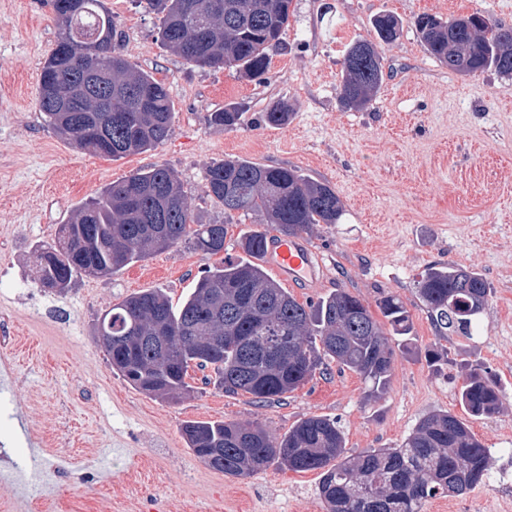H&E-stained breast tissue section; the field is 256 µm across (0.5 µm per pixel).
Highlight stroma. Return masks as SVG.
Masks as SVG:
<instances>
[{"mask_svg":"<svg viewBox=\"0 0 512 512\" xmlns=\"http://www.w3.org/2000/svg\"><path fill=\"white\" fill-rule=\"evenodd\" d=\"M124 33L121 52L165 83L174 106L167 138L112 160L78 151L45 123L37 97L58 27L47 0H0V512H326L320 474L276 465L244 478L211 470L187 447V420L257 422L276 435L310 415L338 420L347 452L396 448L428 414L463 415L459 390L480 367L502 392L499 412L468 424L493 455L486 485L429 499L423 512H491L512 501V75L448 69L426 50L414 20L479 12L512 26V0H292L265 79L187 63L170 52L154 14L135 0H103ZM401 21L383 45L384 78L368 107L339 104L346 47L373 38V22ZM287 102L286 125H263ZM236 105L238 125L217 129L211 113ZM240 158L294 168L329 182L344 214L306 235L326 275L292 289L313 303L342 288L376 305L398 296L413 329L397 353L387 389L367 398L362 378L330 367L267 403L225 394L188 373L196 392L151 398L113 370L96 341L98 318L123 297L164 289L173 301L194 288L206 264L182 243L109 278L76 277L62 294L37 281V248L53 243L79 204L138 169L164 166L181 181L203 223L227 228L240 255L253 214L226 213L206 196L215 162ZM439 262L479 272L491 295L473 337L439 335L415 288ZM440 356L428 361L429 349Z\"/></svg>","mask_w":512,"mask_h":512,"instance_id":"obj_1","label":"stroma"}]
</instances>
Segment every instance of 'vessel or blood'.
Returning a JSON list of instances; mask_svg holds the SVG:
<instances>
[{
    "mask_svg": "<svg viewBox=\"0 0 512 512\" xmlns=\"http://www.w3.org/2000/svg\"><path fill=\"white\" fill-rule=\"evenodd\" d=\"M260 259L276 277L295 288H313L324 279L325 269L315 258L307 241L299 235L285 236L268 232L266 248Z\"/></svg>",
    "mask_w": 512,
    "mask_h": 512,
    "instance_id": "1",
    "label": "vessel or blood"
}]
</instances>
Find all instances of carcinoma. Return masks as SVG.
<instances>
[{
	"instance_id": "cac0c4a2",
	"label": "carcinoma",
	"mask_w": 512,
	"mask_h": 512,
	"mask_svg": "<svg viewBox=\"0 0 512 512\" xmlns=\"http://www.w3.org/2000/svg\"><path fill=\"white\" fill-rule=\"evenodd\" d=\"M292 0H145L159 16L166 48L199 67L234 68L247 78L264 75L270 42L288 29ZM59 29L57 48L45 61L38 89L47 124L72 147L98 154L82 131L108 136L112 159L145 153L168 135L174 107L165 83L132 66L120 51V34L102 0H77L62 13L52 3ZM375 39L347 48L339 102L362 111L380 88V47L399 34L391 14L375 18ZM415 28L426 49L448 69L474 75L493 67L512 74V28L475 12L445 20L423 14ZM112 48L99 44L102 36ZM98 59L86 80L84 111L65 112L64 102L80 89L69 59ZM131 113L130 124L114 126L116 112ZM234 107L213 112L210 124L231 128ZM288 105L262 116L266 125L288 122ZM205 194L224 211L255 214L261 223L288 235L317 224H337L343 205L334 188L298 170L244 159H224L207 168ZM226 228L202 224L191 212L175 174L160 166L139 169L78 206L57 241L38 249V282L59 293L82 273L110 276L154 252L188 243L210 258L224 252ZM264 232L241 240L243 255L207 268L195 288L175 304L160 288L132 294L112 305V368L142 393L175 398L191 392L188 370L213 369L218 386L255 403L278 400L310 381L325 359L357 373L369 384L366 397L380 395L396 360L395 337L412 327L409 310L387 294L377 307L338 289L315 304L299 303L255 259ZM417 292L440 332L471 336L473 319L489 300L490 287L478 272L452 263L427 268ZM215 342L211 355L200 343ZM461 402L474 416L499 412L501 390L480 368L469 370ZM182 436L197 457L219 453L212 469L229 477L250 475L271 464L291 471H320L319 494L327 512H423L437 495H463L484 482L489 451L465 421L446 411L423 417L397 448H369L349 454L344 431L334 418L311 415L276 436L259 423L189 420Z\"/></svg>"
}]
</instances>
